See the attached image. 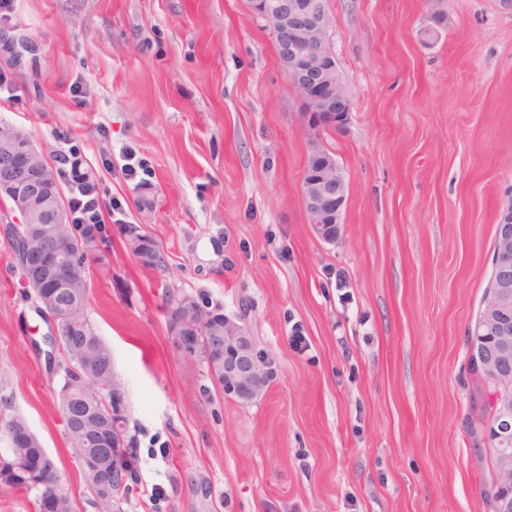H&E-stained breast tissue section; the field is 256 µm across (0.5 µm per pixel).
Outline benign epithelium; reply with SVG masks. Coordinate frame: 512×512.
<instances>
[{"label":"benign epithelium","instance_id":"1","mask_svg":"<svg viewBox=\"0 0 512 512\" xmlns=\"http://www.w3.org/2000/svg\"><path fill=\"white\" fill-rule=\"evenodd\" d=\"M249 14L274 37L279 62L305 104L306 123L314 139L301 179L309 223L317 237L334 243L346 203L347 185L335 155L319 146L323 131L344 128L351 99L339 75L329 40L330 20L325 0H248ZM57 177L45 156L16 129L0 126V195L9 197L25 231L16 235L25 256L27 278L44 289L40 308L52 320L53 339L61 335L64 317L55 297L69 287L64 270L74 268V255L58 243L56 225L69 223ZM128 251L144 266L165 261L158 242L138 228L124 231ZM172 329L175 350L185 357L204 355L219 369L225 394L243 401L258 397L266 387L267 371L258 359L246 330L224 318L223 340L211 343L198 331L197 307L184 295L176 304ZM470 361L490 386L494 419L480 431L496 451L491 481L484 493L493 512H512V215L504 213L496 225V261L468 336ZM82 468L101 485H124L121 466L101 469L91 460Z\"/></svg>","mask_w":512,"mask_h":512}]
</instances>
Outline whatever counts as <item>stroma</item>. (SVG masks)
I'll return each mask as SVG.
<instances>
[{"instance_id":"1","label":"stroma","mask_w":512,"mask_h":512,"mask_svg":"<svg viewBox=\"0 0 512 512\" xmlns=\"http://www.w3.org/2000/svg\"><path fill=\"white\" fill-rule=\"evenodd\" d=\"M352 101L321 143L347 201L314 233L302 102L247 0H10L0 121L55 162L83 147L111 242L84 312L112 351L137 479L120 512H487L467 336L512 207V13L447 0H327ZM136 224L168 269L139 264ZM189 295L244 326L269 369L225 395L169 334ZM302 342H295V334ZM50 325L0 232V425L23 417L73 512H98L65 440ZM167 497L151 499L152 484Z\"/></svg>"}]
</instances>
